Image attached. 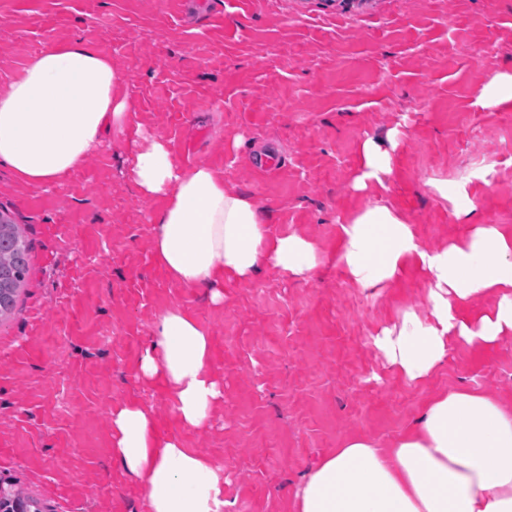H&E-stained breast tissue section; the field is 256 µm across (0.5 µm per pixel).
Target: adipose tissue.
Returning <instances> with one entry per match:
<instances>
[{
  "label": "adipose tissue",
  "instance_id": "obj_1",
  "mask_svg": "<svg viewBox=\"0 0 512 512\" xmlns=\"http://www.w3.org/2000/svg\"><path fill=\"white\" fill-rule=\"evenodd\" d=\"M113 130L132 144L129 173L140 196L164 201L153 216V252L178 285L210 289L220 304L225 280L250 281L266 266L296 277L317 268L312 242L270 235L257 202L225 185L223 174L176 163L165 142L135 127L118 63L88 40L43 49L0 95V165L29 185L59 182ZM337 262L366 290L412 264L427 272L429 319L406 315L375 340L410 380L428 377L452 343L489 346L512 334V232L499 225L428 252L395 211L369 207L342 225ZM477 295L497 302L478 318L462 317L460 307ZM154 336L141 377L163 381L181 423L203 428L224 396L207 330L174 307ZM112 434L116 460L144 483L147 512H224L223 467L179 438H159L145 407L113 409ZM295 512H512V411L476 391L445 392L393 447L354 438L325 456L297 489Z\"/></svg>",
  "mask_w": 512,
  "mask_h": 512
}]
</instances>
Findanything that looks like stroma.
Instances as JSON below:
<instances>
[{"label": "stroma", "mask_w": 512, "mask_h": 512, "mask_svg": "<svg viewBox=\"0 0 512 512\" xmlns=\"http://www.w3.org/2000/svg\"><path fill=\"white\" fill-rule=\"evenodd\" d=\"M87 38L120 65L132 121L253 198L271 234L318 248L312 277L267 267L224 283V302L177 285L152 256V213L108 136L52 186L0 166V214L31 242L29 275L0 320V489L47 512H147L113 457L111 411L134 403L161 437L224 468L229 512H294L311 470L348 440L389 448L433 397L478 391L512 410V335L454 343L409 380L373 340L405 313L428 319V275L407 267L365 291L337 264L342 224L385 205L437 251L483 224L512 231V105L478 102L512 73V0H0V92L49 44ZM391 153L359 190L360 149ZM465 187L464 214L437 191ZM183 308L210 334L224 399L181 425L137 364L157 318Z\"/></svg>", "instance_id": "1"}]
</instances>
